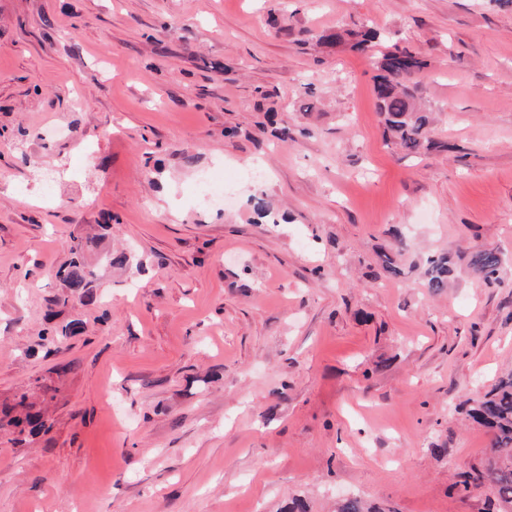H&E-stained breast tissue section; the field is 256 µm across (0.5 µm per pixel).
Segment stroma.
Masks as SVG:
<instances>
[{"instance_id":"35a3bbf8","label":"stroma","mask_w":512,"mask_h":512,"mask_svg":"<svg viewBox=\"0 0 512 512\" xmlns=\"http://www.w3.org/2000/svg\"><path fill=\"white\" fill-rule=\"evenodd\" d=\"M359 23L426 60L443 150L387 144L373 52L319 45ZM88 235L98 302L62 304ZM483 250L501 283L467 264ZM511 369V11L0 0V400L58 389L49 433L0 438V512H498L462 483L492 445L466 410ZM427 287L432 293H439L448 286V255L440 254L428 259Z\"/></svg>"}]
</instances>
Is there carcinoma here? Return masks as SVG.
<instances>
[{"label": "carcinoma", "mask_w": 512, "mask_h": 512, "mask_svg": "<svg viewBox=\"0 0 512 512\" xmlns=\"http://www.w3.org/2000/svg\"><path fill=\"white\" fill-rule=\"evenodd\" d=\"M376 29L362 25L357 29L326 30L319 42L334 48L345 41L351 48L363 50L380 40ZM427 66V62L406 48L395 46L375 58L374 93L378 112L383 118L385 135L394 139L399 148L409 156L426 154L440 148V144L427 136L429 116L417 103L414 91L408 86L411 78ZM100 246L99 238H76L71 241L69 262L58 272L67 293L62 302L91 305L96 300L91 284L94 270L88 257ZM489 283L499 280L503 268L501 255L493 250L475 254L469 262ZM427 287L439 293L448 287V255L440 254L428 259ZM84 323L73 319L59 329L50 330L48 343L59 336L82 333ZM54 388L41 387V399L27 391L16 394L12 401L0 404V437L8 436L16 445H23L41 432L49 429L44 409L45 402L54 399ZM468 415L492 433V448L484 465L468 475L464 484L485 486L504 504L512 506V372L499 380L483 396L469 400ZM336 512H382L368 506L357 496H346L336 503Z\"/></svg>", "instance_id": "carcinoma-1"}]
</instances>
